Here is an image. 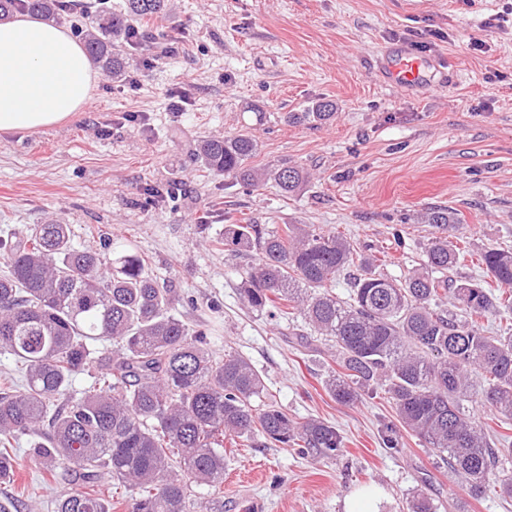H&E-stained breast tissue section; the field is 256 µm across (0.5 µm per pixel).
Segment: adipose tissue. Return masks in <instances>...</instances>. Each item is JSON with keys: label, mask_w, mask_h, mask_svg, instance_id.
Returning a JSON list of instances; mask_svg holds the SVG:
<instances>
[{"label": "adipose tissue", "mask_w": 512, "mask_h": 512, "mask_svg": "<svg viewBox=\"0 0 512 512\" xmlns=\"http://www.w3.org/2000/svg\"><path fill=\"white\" fill-rule=\"evenodd\" d=\"M96 77L67 29L26 15L0 22V132L68 122L90 105Z\"/></svg>", "instance_id": "ef3b65f1"}]
</instances>
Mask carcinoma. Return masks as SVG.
Here are the masks:
<instances>
[{
    "mask_svg": "<svg viewBox=\"0 0 512 512\" xmlns=\"http://www.w3.org/2000/svg\"><path fill=\"white\" fill-rule=\"evenodd\" d=\"M166 0H125L119 9L97 0H0V21L24 10L47 21L90 19L74 25L92 61L121 77L123 45L140 39L132 21L160 15ZM336 106L322 101L297 119L325 121ZM257 142L246 133L201 141L197 159L246 186L274 180L288 194L305 172L283 163L265 172L249 165ZM422 221L441 231L421 268L404 279L378 273L361 260L347 300L332 285L354 263L349 241L309 224L281 231L260 224L224 225V250L247 261L239 294L250 307L284 313L298 307L321 336L334 342L343 373L326 387L349 404L380 389L392 399L397 424L382 441L398 451V429L411 432L448 464L469 495L499 489L512 499V459L484 433L472 405L501 422L512 421V334L488 335L479 319L495 314L502 295L474 281L452 280L459 249L446 233L461 223L452 209L428 210ZM258 256V261L251 258ZM0 351L25 370L24 387L0 392V486L14 483L13 445L29 451L49 475L68 468L75 488L55 501L54 512H112L103 486L132 500L131 512H224L214 493L224 484V439L247 437L299 453L332 459L344 448L336 426L318 419L299 423L265 397L263 376L239 354L216 359L204 333L170 313L171 289L149 272L136 251L72 245L70 227L48 221L0 240ZM488 277L512 289V250L480 256ZM451 295L463 315L442 308ZM109 341L113 349H99ZM90 384L70 393L73 378ZM488 381L473 391L472 374Z\"/></svg>",
    "mask_w": 512,
    "mask_h": 512,
    "instance_id": "obj_1",
    "label": "carcinoma"
}]
</instances>
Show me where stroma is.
<instances>
[{
	"label": "stroma",
	"instance_id": "obj_1",
	"mask_svg": "<svg viewBox=\"0 0 512 512\" xmlns=\"http://www.w3.org/2000/svg\"><path fill=\"white\" fill-rule=\"evenodd\" d=\"M138 27L155 43L126 47L123 78L99 72L86 111L0 133V239L53 219L77 247L134 248L211 351L248 358L289 417L340 430L345 446L332 459L225 441L224 512L253 500L263 512H348L366 490L372 512H409L422 495L436 512H512L496 490L469 497L409 433L399 452L385 449L381 426L396 419L388 396L337 402L326 388L340 368L335 345L299 314L250 308L239 295L244 260L216 246L232 223L310 224L401 279L435 233L421 215L449 207L465 253L456 277L484 280L480 254L512 249V0H168ZM398 47L433 60L428 88L380 77L382 51ZM327 100L330 121H295ZM240 132L258 143L253 167L304 168L300 189L286 195L268 180L249 191L201 165L202 140ZM154 187L163 196L149 198ZM71 486L66 468L47 475L20 449L0 512L31 501L53 512Z\"/></svg>",
	"mask_w": 512,
	"mask_h": 512
}]
</instances>
